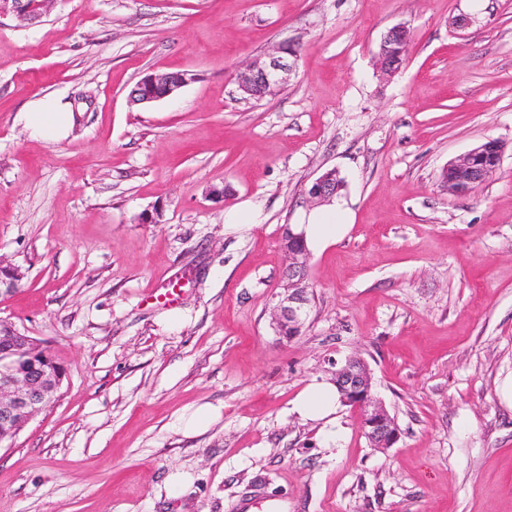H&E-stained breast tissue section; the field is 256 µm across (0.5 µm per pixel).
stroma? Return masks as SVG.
<instances>
[{"label": "stroma", "instance_id": "obj_1", "mask_svg": "<svg viewBox=\"0 0 512 512\" xmlns=\"http://www.w3.org/2000/svg\"><path fill=\"white\" fill-rule=\"evenodd\" d=\"M398 24L387 79L376 53ZM281 44L287 87L243 94L236 72ZM167 72L188 84L130 104ZM45 97L76 116L62 141L26 127ZM490 139L507 145L497 171L448 194V160ZM331 169L348 231L311 247L310 307L284 338L281 227L306 223ZM0 257L23 274L0 320L65 371L0 446V512H512V0H53L36 22L1 17ZM352 357L392 447L344 404L332 440L295 410ZM202 405L218 419L186 434ZM409 32L403 25H395L384 34L377 52L381 72L391 76L401 68V47L408 43ZM188 81V74L181 72L149 74L130 91V100L135 105L150 104L176 93ZM336 170H330L318 177L308 190L311 201L330 199L336 194Z\"/></svg>", "mask_w": 512, "mask_h": 512}]
</instances>
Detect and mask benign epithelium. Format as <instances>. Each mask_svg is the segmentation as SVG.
<instances>
[{
    "label": "benign epithelium",
    "mask_w": 512,
    "mask_h": 512,
    "mask_svg": "<svg viewBox=\"0 0 512 512\" xmlns=\"http://www.w3.org/2000/svg\"><path fill=\"white\" fill-rule=\"evenodd\" d=\"M53 0H0V16L12 13L36 22L48 11ZM409 32L395 25L384 34L377 52L381 72L391 76L401 68V47L408 43ZM291 47H281L265 60L255 61L236 75L238 89L250 96L272 93L284 87L295 62ZM188 74L171 72L149 74L130 91L135 105L150 104L167 98L184 87ZM505 145L487 140L448 161L443 169V184L453 195H468L483 184L499 166ZM336 176L330 170L318 177L308 190L311 201H321L336 194ZM304 232L296 224L282 227L281 247L288 260L282 291L275 296L271 312L272 328L280 336L298 334L310 305L307 283L309 250L300 245ZM21 271L0 260V297L18 289ZM64 377L63 368L33 339L9 322H0V443L12 440L54 398ZM334 384L343 402L358 413L363 432L372 446L389 448L399 438L395 420L375 398L371 373L365 363L351 358L336 369Z\"/></svg>",
    "instance_id": "benign-epithelium-1"
}]
</instances>
